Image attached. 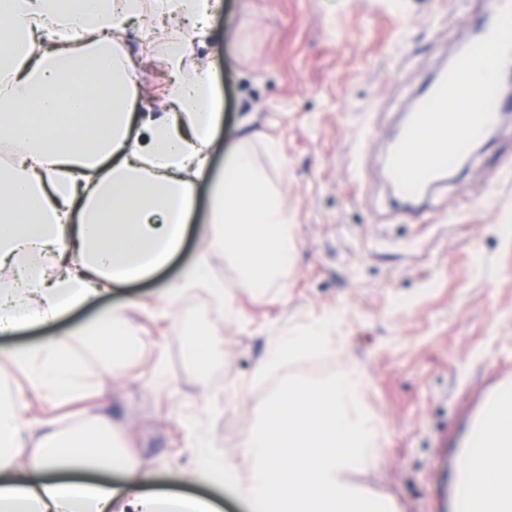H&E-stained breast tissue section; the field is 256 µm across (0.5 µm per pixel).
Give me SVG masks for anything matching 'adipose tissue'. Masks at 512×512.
<instances>
[{"label": "adipose tissue", "instance_id": "ef3b65f1", "mask_svg": "<svg viewBox=\"0 0 512 512\" xmlns=\"http://www.w3.org/2000/svg\"><path fill=\"white\" fill-rule=\"evenodd\" d=\"M223 9L224 0H0V144L14 148L0 167V335L97 305L165 267L205 180L207 244L161 302L201 291L212 314L234 318L209 273L213 250L235 264L243 290L283 280L294 226L250 134L212 172L223 96L197 48ZM148 13L170 22L158 104L142 97L122 48L129 22ZM183 19L190 30L177 28ZM136 306L108 308L75 335L0 349V371L25 380L16 389L0 379V512H186L190 498L148 491L152 472L100 414L84 409L69 426L56 417L90 391L75 342L116 367L137 355Z\"/></svg>", "mask_w": 512, "mask_h": 512}]
</instances>
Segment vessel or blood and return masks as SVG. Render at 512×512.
Wrapping results in <instances>:
<instances>
[{"mask_svg":"<svg viewBox=\"0 0 512 512\" xmlns=\"http://www.w3.org/2000/svg\"><path fill=\"white\" fill-rule=\"evenodd\" d=\"M512 416V365L501 366L490 386L480 393L477 408L470 413L466 432L471 441L483 440L496 435L500 463L496 469L486 471L478 467L474 453L457 455L453 468L448 473L450 482L465 478L466 495H473L480 485L493 482L502 476L512 475V432L496 433L495 426L501 418Z\"/></svg>","mask_w":512,"mask_h":512,"instance_id":"1","label":"vessel or blood"}]
</instances>
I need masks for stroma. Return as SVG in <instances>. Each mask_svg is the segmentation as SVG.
<instances>
[{
  "label": "stroma",
  "instance_id": "35a3bbf8",
  "mask_svg": "<svg viewBox=\"0 0 512 512\" xmlns=\"http://www.w3.org/2000/svg\"><path fill=\"white\" fill-rule=\"evenodd\" d=\"M486 8L487 0H224L206 47L224 94L213 169L223 171L238 127L248 123L255 160L295 226V255L283 282L251 294L238 288L236 267L211 254L236 316L218 321L221 356L204 374L190 357L187 326L206 312L204 297L186 298L176 312L159 300L193 263L198 234L167 269L104 299L107 307L137 301L132 316L144 344L117 372L83 352L92 401L118 442L152 469V491L247 512L231 489L194 480L182 417L216 401L211 438L239 462L264 396L253 380L271 340L334 313L329 356L293 370L366 371V402L384 435L376 466L354 472L352 482L391 500L396 512H453L441 472L463 438L471 398L512 364V184L495 176L512 158V126L480 142L415 214L390 206L383 158L421 80L468 37L466 19ZM159 25L144 18L123 43L141 68L142 94L153 100L168 72L143 48ZM268 138L277 154L266 152ZM98 314L92 307L54 328L0 335V349L79 329ZM158 363L162 386L153 378Z\"/></svg>",
  "mask_w": 512,
  "mask_h": 512
}]
</instances>
